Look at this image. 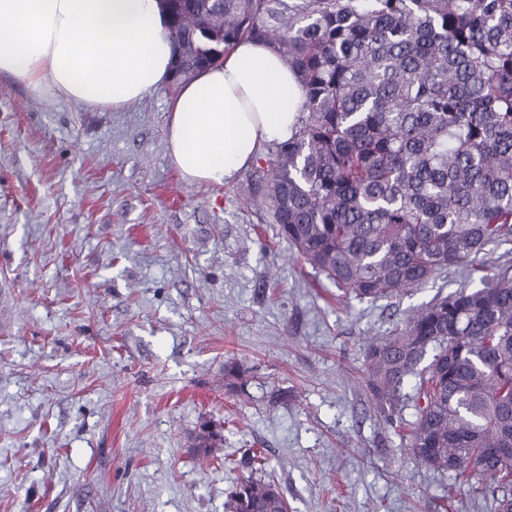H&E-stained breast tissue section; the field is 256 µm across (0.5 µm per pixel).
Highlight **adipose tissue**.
<instances>
[{"mask_svg": "<svg viewBox=\"0 0 512 512\" xmlns=\"http://www.w3.org/2000/svg\"><path fill=\"white\" fill-rule=\"evenodd\" d=\"M175 57L164 0H0V75L115 111L175 84L167 149L185 182H233L296 133L302 90L267 43L240 42L180 81Z\"/></svg>", "mask_w": 512, "mask_h": 512, "instance_id": "adipose-tissue-1", "label": "adipose tissue"}]
</instances>
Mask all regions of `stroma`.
<instances>
[{
  "label": "stroma",
  "mask_w": 512,
  "mask_h": 512,
  "mask_svg": "<svg viewBox=\"0 0 512 512\" xmlns=\"http://www.w3.org/2000/svg\"><path fill=\"white\" fill-rule=\"evenodd\" d=\"M174 91L115 111L0 76V512H228L252 448L290 512H490L403 456L358 385L363 336L457 271L336 304L248 202V173L181 179Z\"/></svg>",
  "instance_id": "obj_1"
}]
</instances>
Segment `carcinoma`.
Masks as SVG:
<instances>
[{"mask_svg":"<svg viewBox=\"0 0 512 512\" xmlns=\"http://www.w3.org/2000/svg\"><path fill=\"white\" fill-rule=\"evenodd\" d=\"M175 78L244 39L302 88L294 137L269 148L249 196L305 266L377 302L450 267L482 273L363 339L362 386L382 419L413 403L400 452L512 512V0H165ZM255 453L229 512H286Z\"/></svg>","mask_w":512,"mask_h":512,"instance_id":"carcinoma-1","label":"carcinoma"}]
</instances>
